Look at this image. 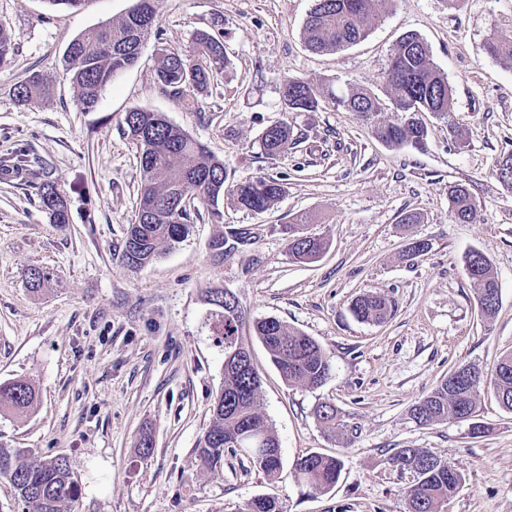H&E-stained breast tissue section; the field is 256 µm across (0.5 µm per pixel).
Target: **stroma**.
<instances>
[{
  "instance_id": "stroma-1",
  "label": "stroma",
  "mask_w": 512,
  "mask_h": 512,
  "mask_svg": "<svg viewBox=\"0 0 512 512\" xmlns=\"http://www.w3.org/2000/svg\"><path fill=\"white\" fill-rule=\"evenodd\" d=\"M131 4L85 0L74 11L0 0V27L14 44L0 69V384L22 380L37 392L23 415L0 414V446L68 459L79 494L64 512H244L260 496L277 497L283 512H406L415 476L389 464L399 448L428 449L463 473L442 512H512V412L492 385L497 360L512 351V189L492 171L512 151V63L485 52L492 34H512V0H396L379 10L365 40L333 54L304 43L315 0H158L156 33L137 62L83 110L62 75V55ZM200 30L222 35L229 66L194 112L159 90L155 69L162 48L185 47ZM407 31L421 35L448 77L458 134L448 130L452 120L432 117L425 151L395 149L331 101L314 112L285 111L280 85L288 75L339 93H382L388 55ZM35 70L52 78V95L19 104L13 90ZM134 108L163 113L207 146L229 181L271 177L285 194L261 213L225 196L220 224L196 204L184 242L144 268L124 267L140 179L123 123ZM282 121L295 143L266 156L260 138ZM21 149L28 167L8 169ZM45 182L64 197L68 223H52L42 208ZM457 183L479 204L476 223L450 219L448 188ZM409 211L420 223L400 224ZM302 214V232L327 243L310 263L289 249L288 226ZM231 228L252 232L253 244L216 254L214 239ZM416 240L428 244L418 257L407 251ZM474 250L499 280L490 318L465 273ZM35 267L51 274L38 292L28 286ZM211 288L230 290L244 312L239 334L261 379L259 408L281 446L277 480L230 450L219 473L198 457L223 383ZM368 292L391 301L385 322L353 315V301ZM268 318L331 355L322 386L284 382L253 332ZM465 365L484 376L473 419L417 425L411 406ZM325 402L338 409L342 435L319 423ZM476 421L486 428L479 436ZM145 431L154 440L146 457L136 448ZM312 452L343 462L330 492L295 477L297 459Z\"/></svg>"
}]
</instances>
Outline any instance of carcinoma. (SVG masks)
<instances>
[{
    "mask_svg": "<svg viewBox=\"0 0 512 512\" xmlns=\"http://www.w3.org/2000/svg\"><path fill=\"white\" fill-rule=\"evenodd\" d=\"M158 0H134L127 13L107 24L79 34L62 56L63 74L76 91L84 109L96 106L100 95L117 73L137 61L142 43L155 25ZM392 0H316L303 26L306 46L315 53H334L364 40L371 29L377 7ZM486 53L512 62V35L491 37ZM227 67L224 42L200 31L188 51L165 49L156 66L159 90L181 99L193 107ZM385 90L390 96L391 120L378 121L384 111L379 96L370 90H356L338 95L310 80L288 77L282 83L281 98L291 112H314L324 99L354 112L370 123L373 136L395 148L427 147L428 126L421 114L429 112L448 120L451 133H458L452 117V89L447 76L437 67L427 42L417 33L402 34L392 49L384 70ZM50 94V81L39 71L31 72L15 87L16 99L28 104ZM125 124L135 141L140 183L138 185L137 223L127 230L121 262L129 268H141L159 256L160 245L171 247L183 242L190 233L191 210L183 204L193 197L210 207L214 220H223L218 202L228 191L242 209L263 212L285 193L274 178L255 177L226 186L224 161L206 146L166 119L156 121L152 111L133 109L125 115ZM293 130L286 122L268 126L261 137V149L269 157L277 156L293 145ZM494 171L502 180L512 175V151L496 158ZM41 204L55 224L68 223V210L51 183L39 188ZM451 216L457 224L477 222L479 204L463 184L448 188ZM251 241L248 232L231 229L213 241L214 249L230 252ZM324 242L312 236L292 234L290 250L295 259L306 262L316 258ZM468 278L477 286V301L488 317L499 307V283L489 259L479 251L465 259ZM232 316L224 309L212 312L214 328L224 345V354L238 350L242 359L224 366V383L212 405V419L206 439L199 441L197 452L204 463L216 472L224 467V448L235 438L253 431L264 437L265 455L242 445L238 451L251 458L268 477L281 467L280 444L272 428L259 411L260 379L243 355L248 347L239 336L243 320L241 307ZM392 305L385 295L366 293L353 304L354 315L365 321L380 323L391 314ZM255 336L265 346L271 360L290 384L318 387L331 375L332 363L324 348L312 337L276 319L254 324ZM481 372L473 370V379L465 391L442 381L410 409V418L418 425L441 423L450 418H470L475 413ZM494 390L500 404L512 411V352L501 356L494 369ZM34 390L23 381L0 385V411L21 413L34 401ZM318 421L330 433H336L340 417L335 406L321 404L316 410ZM393 466L415 474L416 481L406 492L407 512H438L439 506L453 496L462 482L463 473L424 448H400L389 457ZM341 461L335 457L310 453L296 463L299 482L328 492L341 474ZM0 476L7 478L27 512H63V506L76 499L78 488L64 457L42 459L22 448L0 447Z\"/></svg>",
    "mask_w": 512,
    "mask_h": 512,
    "instance_id": "obj_1",
    "label": "carcinoma"
}]
</instances>
